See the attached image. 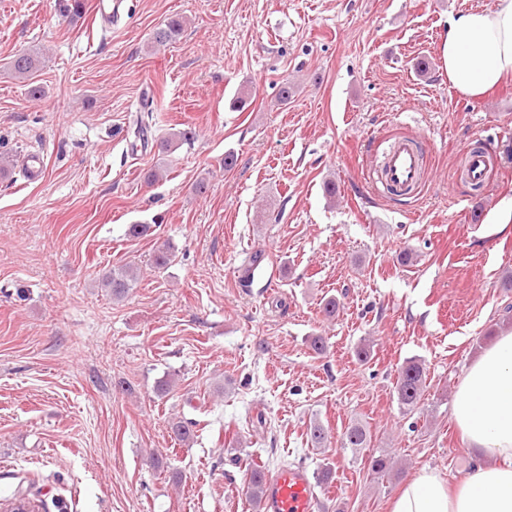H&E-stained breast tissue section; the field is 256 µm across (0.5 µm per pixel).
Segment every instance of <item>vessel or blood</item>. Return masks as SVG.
Masks as SVG:
<instances>
[{
  "instance_id": "obj_1",
  "label": "vessel or blood",
  "mask_w": 512,
  "mask_h": 512,
  "mask_svg": "<svg viewBox=\"0 0 512 512\" xmlns=\"http://www.w3.org/2000/svg\"><path fill=\"white\" fill-rule=\"evenodd\" d=\"M458 155L466 179L476 185H488V155L468 142L460 144ZM374 175L385 189L413 195L428 179L423 142L414 138L395 140ZM262 506L264 512H321V501L307 470L288 464L266 475Z\"/></svg>"
}]
</instances>
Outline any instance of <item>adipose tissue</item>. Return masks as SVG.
<instances>
[{
	"label": "adipose tissue",
	"mask_w": 512,
	"mask_h": 512,
	"mask_svg": "<svg viewBox=\"0 0 512 512\" xmlns=\"http://www.w3.org/2000/svg\"><path fill=\"white\" fill-rule=\"evenodd\" d=\"M449 84L466 100L512 78V0L449 17L441 47ZM450 419L470 449L485 457L456 485L429 469L408 480L389 512H512V331L470 364Z\"/></svg>",
	"instance_id": "ef3b65f1"
}]
</instances>
